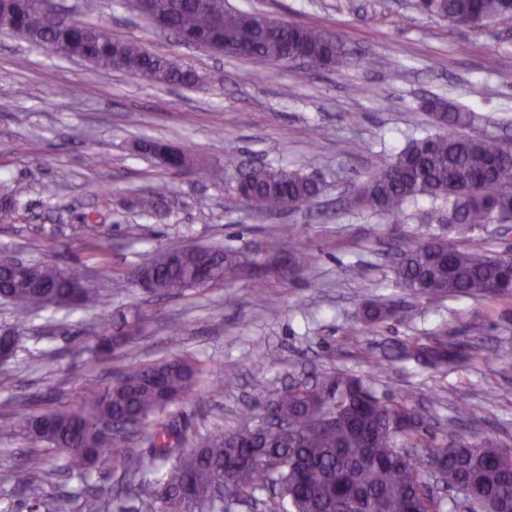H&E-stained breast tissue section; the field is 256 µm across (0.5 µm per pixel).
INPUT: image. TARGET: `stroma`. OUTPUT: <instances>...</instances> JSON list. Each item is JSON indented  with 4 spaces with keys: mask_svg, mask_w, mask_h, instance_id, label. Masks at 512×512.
I'll use <instances>...</instances> for the list:
<instances>
[{
    "mask_svg": "<svg viewBox=\"0 0 512 512\" xmlns=\"http://www.w3.org/2000/svg\"><path fill=\"white\" fill-rule=\"evenodd\" d=\"M76 19L135 39L185 62L199 89L173 88L52 56L0 29V195L16 194L14 223L0 224V251L25 261L80 264L109 295L108 306L49 308L32 318L20 348L0 364V449L22 448L12 420L83 399L122 372L191 358L201 389L174 405L178 427L207 432L260 414V401L296 380L337 371L361 377L380 398L410 393L428 441L490 436L512 451V298L407 296L393 284L395 248L444 236L428 224L433 204L407 208L401 223L353 206L357 182L379 171L412 138L434 133L422 107L438 96L475 111L476 134L512 146V15L458 29L417 0H226L236 10L336 33L352 53L338 71L258 63L188 46L155 30L126 0H57ZM321 137L310 142L309 130ZM187 145L206 177L158 167L138 149L148 140ZM104 165L92 168L86 158ZM300 171L321 182L310 206L258 214L231 187L255 164ZM158 190L165 212L149 218L133 193ZM98 213L101 255L69 236L87 210ZM288 225L298 265L274 268L268 234ZM200 243L246 251L265 267L266 305L256 304L255 269L227 284L175 298L129 287L128 270L156 250ZM358 268L360 278L345 275ZM383 301L395 317L362 327ZM146 316L140 336L109 359L91 348L100 328ZM183 342L171 344L172 331ZM441 336L456 355L432 366L396 357L408 338ZM236 379L225 387L226 376Z\"/></svg>",
    "mask_w": 512,
    "mask_h": 512,
    "instance_id": "stroma-1",
    "label": "stroma"
}]
</instances>
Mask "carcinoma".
<instances>
[{
  "label": "carcinoma",
  "instance_id": "cac0c4a2",
  "mask_svg": "<svg viewBox=\"0 0 512 512\" xmlns=\"http://www.w3.org/2000/svg\"><path fill=\"white\" fill-rule=\"evenodd\" d=\"M164 29L183 42L208 41L224 53L242 49L257 62L296 60L295 48L307 47L330 68L350 63L351 53L335 37L314 27L285 21L265 25L267 16L233 10L224 0H155ZM421 7L452 25L478 28L512 15V0H421ZM0 27L20 36H35L55 48V55L95 68L113 69L134 79L198 88L202 77L190 65L157 56L137 42L121 40L100 25L73 20L52 10L51 0H0ZM437 132L415 138L383 169L359 187L354 203L374 214L399 219L405 207L421 200L447 204L431 217L459 234L486 224L512 223V147L465 134L473 115L441 99L430 101ZM147 156L168 170L194 166L190 151L162 140L146 143ZM239 200L255 212L301 207L317 197L314 179L285 168L263 165L240 177ZM134 206L154 216L165 208L163 197L145 190ZM16 200L0 197V223L15 220ZM70 237L100 249L94 214L69 228ZM295 236L284 228L270 236L267 250L292 258ZM213 266L211 284L230 279L251 261L236 249L184 246L156 252L131 268L134 288L154 295L179 297L195 288L194 269ZM394 286L409 295L512 297V282L498 258L443 236L428 235L401 250L393 267ZM79 266L41 264V280L30 284L0 274V298L15 306L12 338L21 339L30 315L51 306L101 307L107 303L86 286ZM394 316V309L372 304L362 323L368 329ZM405 359L445 363L452 351L437 338L430 344L407 341ZM200 369L186 359L139 366L122 373L118 383L102 388L83 403L64 410L24 414L16 423L27 439L56 449L63 463L55 470L19 463V484L30 494V512H70L78 497L91 495L101 512H127L112 488L91 485L87 474L101 459L125 463L131 494L145 512H224L225 499L249 501L271 484L278 489L273 512H444L442 498L425 487V464L441 468L451 485L470 492L469 512H512V461L485 436L452 439L432 445L423 438L425 418L413 399H379L361 379L344 373L325 374L313 386L281 391L275 409L288 427L271 429L263 417L246 418L231 430L205 435L176 430L168 411L184 401L198 383ZM142 433L162 461L171 460L162 479L138 476L128 442ZM63 473L81 483L69 492L54 486Z\"/></svg>",
  "mask_w": 512,
  "mask_h": 512
}]
</instances>
